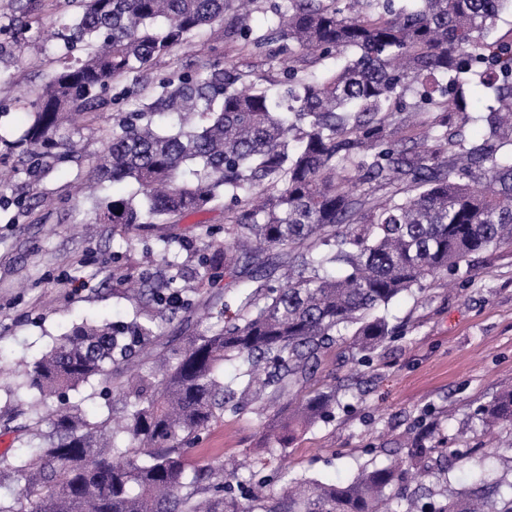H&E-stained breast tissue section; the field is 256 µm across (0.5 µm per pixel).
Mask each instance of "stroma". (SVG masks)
Returning a JSON list of instances; mask_svg holds the SVG:
<instances>
[{"instance_id": "obj_1", "label": "stroma", "mask_w": 512, "mask_h": 512, "mask_svg": "<svg viewBox=\"0 0 512 512\" xmlns=\"http://www.w3.org/2000/svg\"><path fill=\"white\" fill-rule=\"evenodd\" d=\"M288 7L289 0H255L249 16L228 11L223 21L200 30L191 46L156 60L139 81L113 82L107 91L112 107L78 133L79 161L33 176L17 168L16 153L0 148V168L17 170L11 184L0 189V460H14L17 453L16 368L39 359L81 320L135 317L141 304L117 290L116 277L144 269L157 256L160 240L175 242L155 267L167 276L199 271L205 244L224 238L220 204L168 224H101L95 237L81 235V225L93 218L92 202L74 195L71 186L90 176L103 133L138 108L141 98L134 87L153 91L159 77L183 67L215 65L245 75L257 87L285 91L287 50L272 42L248 54L238 31L246 28L251 38L263 39L275 13ZM30 8L37 23L17 45V4L0 0V131L13 139L28 125L32 90L55 66L57 51L44 33L62 23L67 6L64 0H31ZM235 281L225 275L215 287L190 295L189 307L167 310L159 346H178L203 330L202 309L219 312L218 292L233 288ZM389 315L402 334L369 362L357 361L347 341L322 351L302 392L339 385L340 407L332 421L292 429L283 404L262 401L200 434L187 452L189 463L233 459L245 474L264 469L278 491L294 480L347 479L363 466L398 460L405 440L429 427L439 444L470 448L474 455L446 476L420 469L416 484L436 492L462 487L470 470L488 456L496 477L512 481V429L489 433L475 423L477 409L512 384V251L472 258L465 276L398 298Z\"/></svg>"}]
</instances>
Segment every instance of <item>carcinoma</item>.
Segmentation results:
<instances>
[{
    "mask_svg": "<svg viewBox=\"0 0 512 512\" xmlns=\"http://www.w3.org/2000/svg\"><path fill=\"white\" fill-rule=\"evenodd\" d=\"M78 11L46 33L62 65L35 98L21 139L31 173L81 157L61 136L90 125L114 80L224 17L236 0H70ZM512 0H292L267 39L316 60L352 53L326 75L298 76L288 98L238 86L212 66L158 81L142 108L104 133L98 182L128 179L138 193L93 199L96 224H164L224 203V243L200 254L205 269L235 274V312L177 351L155 348V321L195 292L196 278L127 273L151 305L135 318L72 326L22 373L40 402L19 410L23 437L11 469L30 512H512V496L480 475L438 506L394 493L429 449L407 445L408 466L362 468L345 481L303 479L276 492L260 472L224 465L189 472L186 446L255 400L288 398V425L328 419L336 387L301 396L326 345L349 336L360 360L398 337L389 305L458 275L470 258L512 247V40L491 39ZM79 58L66 57L77 46ZM493 100L467 112L477 90ZM418 101L409 104L408 93ZM412 111L430 112L425 139H394ZM480 122L476 140L454 121ZM400 183L381 201L373 192ZM112 384L118 417L90 420L49 400L95 378ZM512 426V387L478 411ZM130 449L114 460L110 438Z\"/></svg>",
    "mask_w": 512,
    "mask_h": 512,
    "instance_id": "carcinoma-1",
    "label": "carcinoma"
}]
</instances>
